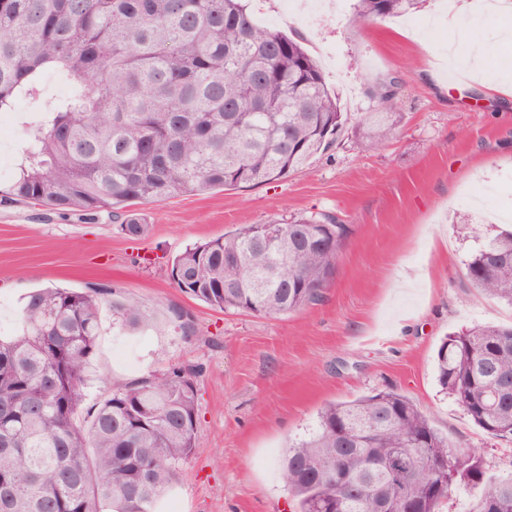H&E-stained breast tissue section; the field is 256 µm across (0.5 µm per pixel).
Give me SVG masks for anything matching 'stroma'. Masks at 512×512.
Listing matches in <instances>:
<instances>
[{
  "label": "stroma",
  "mask_w": 512,
  "mask_h": 512,
  "mask_svg": "<svg viewBox=\"0 0 512 512\" xmlns=\"http://www.w3.org/2000/svg\"><path fill=\"white\" fill-rule=\"evenodd\" d=\"M267 0L263 26L305 38L348 114L337 149L308 169L253 187L216 188L130 206L148 227L128 239L107 213L89 218L37 205H0V336L14 335L24 297L38 288L137 298L154 329L131 333L104 318L78 419L112 389L173 366L198 371L197 446L158 512H293L280 480L289 445L320 409L394 390L410 398L458 449L494 474L512 472V442L485 436L443 393L435 355L444 338L475 324H512V306L467 287L469 255L512 227V95L499 72L512 62L481 0H467L485 82L460 92L448 53L457 29L420 0L413 14L355 27L354 0H325L309 22ZM398 82L404 119L379 151L353 137L373 103L370 85ZM329 214L349 225L334 279L320 302L276 318L222 311L177 288L171 259L186 246L246 224ZM469 223L470 236L456 225ZM188 313L176 333L172 309Z\"/></svg>",
  "instance_id": "35a3bbf8"
}]
</instances>
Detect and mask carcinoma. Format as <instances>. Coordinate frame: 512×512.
Instances as JSON below:
<instances>
[{
  "label": "carcinoma",
  "mask_w": 512,
  "mask_h": 512,
  "mask_svg": "<svg viewBox=\"0 0 512 512\" xmlns=\"http://www.w3.org/2000/svg\"><path fill=\"white\" fill-rule=\"evenodd\" d=\"M418 0H357L352 23L401 17ZM70 85L50 103L43 78ZM354 136L380 150L398 130L396 80L370 90ZM32 106L19 172L0 204L112 214L221 187L288 176L330 151L347 124L340 101L303 45L260 25L244 0H0V112ZM185 249L178 288L220 310L278 316L322 300L348 227L328 216L279 220ZM238 265L224 264V257ZM469 287L512 305V231L465 263ZM143 331L134 298L69 288L29 293L21 331L0 338V512H157L197 444L196 373L172 367L112 391L86 426L75 422L103 311ZM437 378L486 436L512 442V326L448 335ZM403 462L397 512H439L452 490L475 492L469 512L512 500V474L489 475L474 450L457 451L406 396L381 391L331 402L290 446L281 475L297 512H378ZM341 470L346 484L332 479Z\"/></svg>",
  "instance_id": "1"
}]
</instances>
